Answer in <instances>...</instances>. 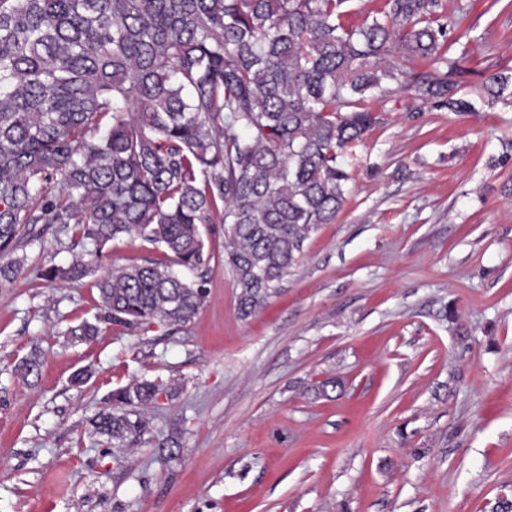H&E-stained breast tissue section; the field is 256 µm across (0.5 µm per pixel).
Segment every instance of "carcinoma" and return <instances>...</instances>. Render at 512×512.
I'll list each match as a JSON object with an SVG mask.
<instances>
[{"label": "carcinoma", "instance_id": "cac0c4a2", "mask_svg": "<svg viewBox=\"0 0 512 512\" xmlns=\"http://www.w3.org/2000/svg\"><path fill=\"white\" fill-rule=\"evenodd\" d=\"M348 0H0V288L20 278L19 251L44 226L89 241L123 235L167 262L107 271L97 323L182 329L205 297L201 227L224 225L238 310L261 308L335 220L350 173L341 163L383 107L408 90L468 112L449 57L444 0H385L355 27ZM431 60L428 77L408 64ZM493 99L512 75L482 83ZM82 257L41 278L77 282ZM161 385L113 391L92 422L121 447L145 428L137 408Z\"/></svg>", "mask_w": 512, "mask_h": 512}]
</instances>
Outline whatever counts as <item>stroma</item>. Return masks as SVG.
<instances>
[{"label":"stroma","instance_id":"1","mask_svg":"<svg viewBox=\"0 0 512 512\" xmlns=\"http://www.w3.org/2000/svg\"><path fill=\"white\" fill-rule=\"evenodd\" d=\"M466 6L454 45L470 112L410 93L343 164L333 223L313 230L278 294L249 317L204 238L207 295L189 326L102 327L97 275L163 261L109 242L94 275L51 286L38 268L92 251L47 231L0 289V512H496L512 501V8ZM39 372L26 375L24 361ZM88 374L77 385V372ZM336 380L321 393L319 385ZM169 388L122 448L94 433L108 395ZM178 441L176 457L157 446ZM482 86L493 99H500L509 94L512 96V74L509 76L500 72L493 73L485 79ZM509 87L511 91L508 93Z\"/></svg>","mask_w":512,"mask_h":512}]
</instances>
